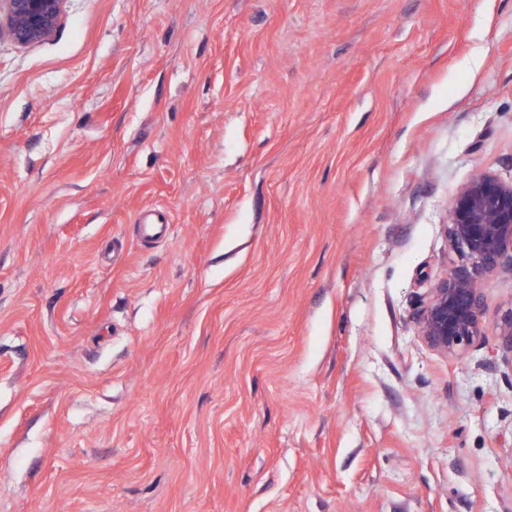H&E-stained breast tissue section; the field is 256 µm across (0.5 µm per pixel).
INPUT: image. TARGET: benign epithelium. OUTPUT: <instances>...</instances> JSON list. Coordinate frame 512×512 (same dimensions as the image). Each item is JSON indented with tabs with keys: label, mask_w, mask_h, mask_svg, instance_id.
Listing matches in <instances>:
<instances>
[{
	"label": "benign epithelium",
	"mask_w": 512,
	"mask_h": 512,
	"mask_svg": "<svg viewBox=\"0 0 512 512\" xmlns=\"http://www.w3.org/2000/svg\"><path fill=\"white\" fill-rule=\"evenodd\" d=\"M67 0H0V39L28 45L51 37ZM456 254L447 277L419 311L420 336L434 350L454 357L484 333L482 289L500 271L512 273V181L490 174L472 177L456 194L448 224ZM512 353V310L497 324Z\"/></svg>",
	"instance_id": "7a95c632"
}]
</instances>
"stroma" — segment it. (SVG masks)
Segmentation results:
<instances>
[{
    "label": "stroma",
    "instance_id": "35a3bbf8",
    "mask_svg": "<svg viewBox=\"0 0 512 512\" xmlns=\"http://www.w3.org/2000/svg\"><path fill=\"white\" fill-rule=\"evenodd\" d=\"M479 171L512 0H68L0 40V512H512V276L460 357L416 325Z\"/></svg>",
    "mask_w": 512,
    "mask_h": 512
}]
</instances>
